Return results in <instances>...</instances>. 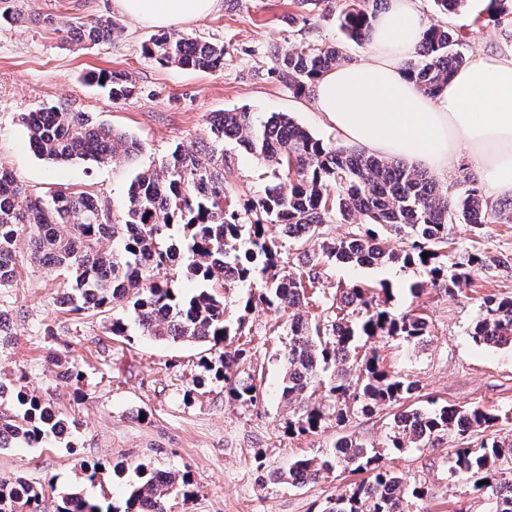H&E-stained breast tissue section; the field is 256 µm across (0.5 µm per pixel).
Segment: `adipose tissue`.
<instances>
[{"label": "adipose tissue", "mask_w": 512, "mask_h": 512, "mask_svg": "<svg viewBox=\"0 0 512 512\" xmlns=\"http://www.w3.org/2000/svg\"><path fill=\"white\" fill-rule=\"evenodd\" d=\"M218 0H115L125 16L172 28L211 13ZM427 26L418 0H389L372 24L370 60L316 79L318 111L368 153L411 167L446 170L467 153L493 195L512 196V57L485 55L458 70L437 95L405 70Z\"/></svg>", "instance_id": "1"}]
</instances>
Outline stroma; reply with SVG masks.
<instances>
[{
	"instance_id": "35a3bbf8",
	"label": "stroma",
	"mask_w": 512,
	"mask_h": 512,
	"mask_svg": "<svg viewBox=\"0 0 512 512\" xmlns=\"http://www.w3.org/2000/svg\"><path fill=\"white\" fill-rule=\"evenodd\" d=\"M17 10L49 13L62 23L109 17L122 27L112 41L90 48L31 23L0 27V165L29 189L62 186L89 192L114 212L125 204L136 170L160 165L175 147L199 149L214 112L246 109L260 119L283 112L323 143L343 144V136L316 110L312 95L296 97L276 79L277 55L304 42H339L348 62L369 57L368 43L345 39L336 16L299 11L290 0H220L212 13L184 24V33L223 46L224 67L213 72L144 58L141 45L152 28L120 15L114 0H0V12ZM443 22L459 33L458 50L467 61L481 53H512V36L489 15L485 0H469ZM99 72L126 73L133 94L112 100L87 81L88 74ZM51 105L92 113L96 121L140 142L141 153L129 163L99 166L42 159L30 149L21 117ZM224 157L229 185L263 191L268 179L259 159L232 141L225 142ZM450 236L456 257L472 253L488 259L468 287L453 292L432 287L419 266L330 264L308 290L301 312L324 316L340 285L389 283L392 308L425 316L429 337L422 346L381 341L387 368L417 381L416 404L433 399L497 414L486 437L512 443V349H491L470 335L484 296L512 297V224L479 229L455 224ZM414 285L421 286L420 295L411 294ZM60 292V278L28 262L19 267L16 286L0 290V309L11 315L7 335L0 337V379L26 386L72 422L64 438L0 449V476L52 483L45 512H56L61 496L76 488L121 510L140 465L187 475L192 493L172 499L170 512H320L327 500L360 481V474H326L303 487L280 475L295 459H323L345 434L380 451L387 466L422 486L424 512H486L469 485L448 472V457L460 440L447 435L432 448L393 451L387 446L388 409L341 427L289 434L277 358L283 337L275 330L282 316L266 309L244 312L248 287L231 296L232 315H245L246 321L227 336L223 348L247 350L253 374L262 378L264 397L252 405L230 399L223 379L207 376L204 364L216 356L209 345L160 343L134 327L128 337L115 336L112 318L121 315V308L64 313L56 304ZM55 355L61 365L52 363ZM72 365L80 379L67 377L65 369ZM201 377L206 380L202 387L197 384ZM97 461H121L125 469L106 474L104 484H93L83 479L81 469Z\"/></svg>"
}]
</instances>
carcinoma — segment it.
Returning <instances> with one entry per match:
<instances>
[{"label": "carcinoma", "mask_w": 512, "mask_h": 512, "mask_svg": "<svg viewBox=\"0 0 512 512\" xmlns=\"http://www.w3.org/2000/svg\"><path fill=\"white\" fill-rule=\"evenodd\" d=\"M380 0H343L340 29L353 42L368 38ZM72 45L84 47L112 40L120 32L112 19L63 26ZM457 37L436 20L429 24L406 63L417 86L435 95L448 78L466 66L454 50ZM142 54L160 65L198 71L224 66V47L176 30H161L141 46ZM344 60L342 44L316 47L301 44L278 58L275 74L301 97L318 75ZM91 80L108 89L114 100L133 93L128 76L99 73ZM30 148L43 159L64 164L74 160L95 164L130 160L140 152L137 141L85 112L56 106L23 118ZM204 148L175 147L158 167L138 172L118 213L82 192L66 189L31 191L12 171L0 166V288H13L22 253L30 261L63 276L57 298L68 312L104 309L122 303L125 315L112 318V335H128L127 321L141 335L156 341L223 344L244 317L232 323L227 296L243 283L249 294L244 312L258 307L288 314L280 324L281 399L293 408L288 420L292 435L342 426L358 415L387 406L392 413L388 447L432 448L444 434L460 440L484 432L498 419L480 407L432 405L404 407L417 390L408 375L387 369L377 340L397 339L423 345L425 318L397 313L388 306L391 288L354 283L340 290L339 302L323 320L299 313L307 287L319 280L323 263L364 267L401 262L424 268L433 287L446 290L469 285L471 273L486 262L478 254L448 264L451 224H511L512 198L488 204L483 187L463 175L465 189L448 194L420 169L363 149L328 146L314 138L286 113L274 112L261 122L253 113L216 112L208 120ZM263 160L274 181L245 200L224 183V141ZM358 214L365 228L349 237L322 242L299 253L300 267L278 268L279 240L310 241L323 225ZM405 240L390 249L377 228ZM115 244L100 249L101 240ZM26 251H20L21 241ZM429 253L422 258L423 253ZM185 277L200 284L190 295L173 287ZM471 336L491 348H512V298L489 295ZM248 355L219 353L206 370L229 383L244 403H255L262 384L246 371ZM15 398L16 415L0 416V448L17 441L45 442L68 428V419L51 403L19 387L0 382V398ZM450 474L471 484L486 500L489 512H512V444L481 438L477 448H458L448 460ZM365 474L321 512H419L425 492L410 486L397 472L380 465V453L352 435L341 436L329 458L295 460L288 469L294 486L316 482L323 473ZM189 480L174 471L145 468L127 489L124 512H168L174 495L188 497ZM46 487L23 477L0 476V512H42ZM57 512H116L111 504L80 492L62 496Z\"/></svg>", "instance_id": "carcinoma-1"}]
</instances>
